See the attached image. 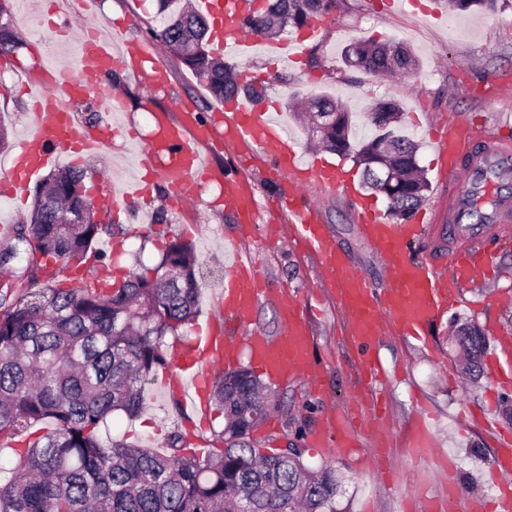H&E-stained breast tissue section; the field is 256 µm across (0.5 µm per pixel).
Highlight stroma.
Returning a JSON list of instances; mask_svg holds the SVG:
<instances>
[{
	"label": "stroma",
	"instance_id": "35a3bbf8",
	"mask_svg": "<svg viewBox=\"0 0 512 512\" xmlns=\"http://www.w3.org/2000/svg\"><path fill=\"white\" fill-rule=\"evenodd\" d=\"M54 3L6 0L5 18L17 45L0 53V121L8 126L13 145L18 144L32 110L23 85L55 83L57 72L45 59L69 52L57 40L56 25L69 19L75 26H91L104 35L119 29L124 39L143 42L149 38L148 28L158 26L161 19L158 0H96L89 14L82 0H66L61 13ZM37 19L42 22L38 30L33 27ZM313 27V34L302 40L295 29L284 30V38L298 42L295 61L278 63L261 54L232 55L228 61L235 64L241 81L258 89L261 102L283 107L288 101L301 103L322 92L342 102L354 117L351 141L356 145L372 135L367 114L373 104L399 102L405 110L402 132L417 143V164L429 182L423 212L448 198V170L433 144L434 135L448 123L512 141V0H498L492 12H452L444 0H338L335 8L314 19ZM359 39L404 42L420 59L418 72L373 76L347 66L343 50ZM156 55L166 66L167 80L153 92H146L129 70L114 69L103 75L102 91L120 98V117L105 112L98 95L75 102L76 119L94 129L114 120L120 131L111 148L76 161L64 156L59 164L83 169L85 187L113 185L133 169L137 151L151 143L157 115L168 112L176 118L184 106L199 113L213 130L214 167L252 184L256 217L246 251L262 267L270 287L284 290L303 306L315 350L326 355L327 396H313L298 379L271 383L276 405L251 433V443L265 453L297 448L307 467L335 470L339 478L336 512H431L433 500L448 496L441 482L448 469L454 470L463 493L486 491L483 476L494 461V441L479 426L467 425L466 419L470 407L484 401L491 379L485 376L474 383L462 375L449 329L457 319L482 330L491 325L512 330V302L488 298L484 285L471 282L463 286L459 304L430 326L428 346L399 336L384 337L377 345L385 371L381 395L391 420V447L385 462H378L361 446L341 452L311 447L309 434L321 426L329 410L346 406L350 388L360 380L356 352L344 339L336 297L321 285L317 256L293 237L269 164L237 165L235 151L224 139L223 102L164 46H157ZM290 127L298 152L313 151L325 161H341L346 168V182L320 200L321 222L337 249L349 255L354 269L381 284L384 264L355 219L354 204L365 192L362 166L349 157L313 150L300 121L291 120ZM171 194L169 184L160 180L149 196L130 209L102 211L98 217L101 224L111 226L113 237L122 239L111 262L127 272L154 267L166 243L188 235L189 225H199V235L192 238L200 267V314L187 330L184 343L189 346L204 335L208 319L220 313L219 293L228 264L225 246L232 242L239 219L225 207L221 183L209 184L201 201L186 209L173 206ZM145 393L141 415L132 420L113 415L102 426V436L160 451L166 447L167 435L185 431L195 420L192 409L176 404L174 395L166 392L162 375H155ZM420 425L436 449L425 466L416 464L408 451Z\"/></svg>",
	"mask_w": 512,
	"mask_h": 512
}]
</instances>
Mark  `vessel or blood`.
<instances>
[{"label":"vessel or blood","instance_id":"1","mask_svg":"<svg viewBox=\"0 0 512 512\" xmlns=\"http://www.w3.org/2000/svg\"><path fill=\"white\" fill-rule=\"evenodd\" d=\"M194 7L215 20L210 39L213 54L261 51L274 59L296 55L295 42L268 43L246 33L242 20L252 11L253 0H195ZM153 50L149 42L130 47L125 41L90 30L80 41L76 60L51 56L59 79L52 86L33 90L35 110L21 136L20 149L0 163V181L8 184L12 197L25 200L31 176L61 155L95 154L110 144L112 128H87L71 115V104L97 90L100 70L132 67L140 59L152 61L151 80L161 84L165 70L153 62ZM210 134L209 125L193 113L182 114L176 121L160 118L154 139L139 154L138 178L98 192L99 206L106 210L130 206L148 191L159 172L171 184L175 202L197 201L202 181L217 176L202 149ZM224 135L243 157H284L289 172L284 201L291 214V229L298 241L319 255L322 282L335 293L336 302L346 315L347 337L357 348L360 365L367 373L376 371L372 351L384 335L393 333L423 340L427 327L447 308L457 287L480 277L498 250L512 240V196L500 191L503 184L512 181V146L492 135L464 132L452 125L434 140L436 149L451 159L448 222L437 230L438 237L448 240L447 274H440L435 264L411 259L410 246L418 234V225L388 223L377 208L358 202L364 238L387 268V276L378 287L353 270L349 259L337 252L320 222L316 204L307 199L314 190L322 194L335 190L340 181L335 165L300 161L290 149L292 140L284 126L267 108L233 106L224 115ZM163 152L170 160L160 170L156 162ZM224 203L240 213L245 225H252L255 201L245 182L225 181ZM244 244L240 238L232 246L234 274L224 287L225 309L242 320L248 319L260 299L269 294L268 289L260 288L254 267L243 251ZM284 311L283 331L274 339L255 329L243 340L231 341L225 338L221 326H212L191 352L182 355L176 371L168 375L167 384L180 392L184 403L199 413H207L204 394L211 381V369L234 365L246 354L268 378L303 379L312 393H320L323 364L315 355L304 310L300 304L289 302ZM490 334L494 341L493 361L504 360L512 365V331L494 328ZM347 428L346 417L331 411L326 415L325 426L316 428L311 440L342 450L347 446ZM492 476L505 490L497 501L496 512H512L511 437L499 442Z\"/></svg>","mask_w":512,"mask_h":512}]
</instances>
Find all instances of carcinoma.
Returning <instances> with one entry per match:
<instances>
[{"label":"carcinoma","mask_w":512,"mask_h":512,"mask_svg":"<svg viewBox=\"0 0 512 512\" xmlns=\"http://www.w3.org/2000/svg\"><path fill=\"white\" fill-rule=\"evenodd\" d=\"M151 37L205 79L220 100L259 98L237 81L235 66L207 50L211 23L179 0ZM335 0H266L246 20L266 39L306 24ZM497 0H448L460 10L492 11ZM346 64L373 75L408 74L418 66L401 42L357 41ZM310 120L328 126L324 147L351 152L353 117L328 95L312 99ZM401 108L378 103L368 113L377 134L355 152L368 187L386 168L398 173L392 214L409 218L429 184L417 146L401 133ZM85 174L59 170L35 191L29 221L9 225L0 249V439L24 443L10 476L0 480V512H335L338 481L329 467L307 468L295 451L262 453L251 432L273 401L248 368L213 378L208 403L224 415L221 448L197 452L175 432L160 452L126 440H105L101 426L116 412L137 417L145 384L167 365L165 338L179 337L198 313L193 243L172 240L159 263L119 284L102 280L60 286L61 271L98 258L102 233L86 196ZM466 373L483 370L484 337L465 323L452 330Z\"/></svg>","instance_id":"cac0c4a2"}]
</instances>
